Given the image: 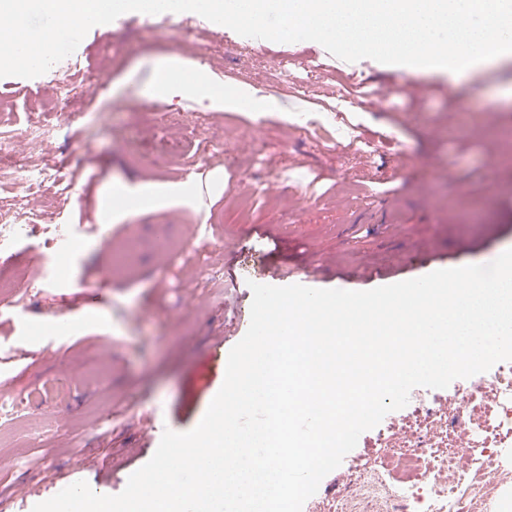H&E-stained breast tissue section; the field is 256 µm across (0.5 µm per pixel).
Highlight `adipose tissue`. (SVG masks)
I'll list each match as a JSON object with an SVG mask.
<instances>
[{
	"instance_id": "obj_1",
	"label": "adipose tissue",
	"mask_w": 512,
	"mask_h": 512,
	"mask_svg": "<svg viewBox=\"0 0 512 512\" xmlns=\"http://www.w3.org/2000/svg\"><path fill=\"white\" fill-rule=\"evenodd\" d=\"M182 65L179 59L170 58L158 64L150 85L153 98L163 101L172 97L209 102L210 105L234 109L235 104L214 95L209 89L205 71H197L191 79H181ZM212 197L224 191V174L209 173L206 187ZM195 178L168 184L141 182L134 185L116 184L104 194L98 204L97 218L102 224H116L129 214L167 207H191L198 198L200 189Z\"/></svg>"
}]
</instances>
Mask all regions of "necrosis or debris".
Returning <instances> with one entry per match:
<instances>
[{
    "label": "necrosis or debris",
    "instance_id": "4bbe7bcc",
    "mask_svg": "<svg viewBox=\"0 0 512 512\" xmlns=\"http://www.w3.org/2000/svg\"><path fill=\"white\" fill-rule=\"evenodd\" d=\"M39 228L33 209L18 211L11 219L0 222V278L12 270L17 255L15 241L33 236ZM512 401V366H499L495 372L477 379H466L455 392L458 404H474L487 399ZM419 410L427 411L429 428L414 436L413 447L394 462L382 461L362 467L339 491L343 512H472L469 497L473 462L458 454L434 457L426 477V492H419L415 474L422 456L427 455L438 438L432 423L440 413L428 409L423 395H415Z\"/></svg>",
    "mask_w": 512,
    "mask_h": 512
}]
</instances>
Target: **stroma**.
I'll use <instances>...</instances> for the list:
<instances>
[{"label": "stroma", "mask_w": 512, "mask_h": 512, "mask_svg": "<svg viewBox=\"0 0 512 512\" xmlns=\"http://www.w3.org/2000/svg\"><path fill=\"white\" fill-rule=\"evenodd\" d=\"M189 22L190 33L179 25ZM179 57L183 77L204 67L224 95L251 87L234 112L169 103L148 94L157 60ZM64 111L45 76L0 78V129L38 122L43 140L17 139L30 169H58L27 202L49 230L67 229L79 250L55 249L35 274L15 275L32 306L0 307V394L51 389L36 442L14 432L0 462L8 512H32L57 485L79 478L121 493L161 435L148 433L160 406L176 431L193 429L220 389L226 357L250 324L249 283L274 248L324 273L318 289L347 277L354 291L440 269L486 264L512 248V58L452 78L447 70L346 62L313 41L255 40L195 13H160L92 27L73 54ZM310 89L286 80L308 65ZM411 79L409 93L391 85ZM468 123L470 131L449 136ZM224 173V192L199 209L139 212L121 224L96 220L113 182L173 183ZM452 170L450 180L439 179ZM207 257L222 282L213 294L193 256ZM104 318L86 323L87 313ZM65 326H58V319ZM454 387L429 389L447 411L439 452L461 450ZM412 407L388 413L313 495L317 512L352 468L402 453ZM393 427L392 445L380 440Z\"/></svg>", "instance_id": "35a3bbf8"}]
</instances>
